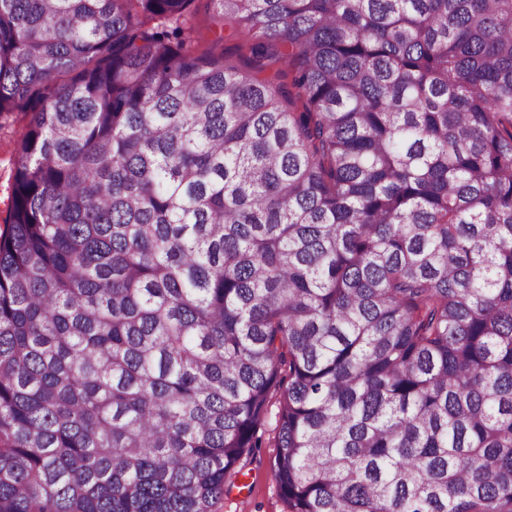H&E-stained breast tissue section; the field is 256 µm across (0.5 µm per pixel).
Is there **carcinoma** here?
Here are the masks:
<instances>
[{"instance_id":"cac0c4a2","label":"carcinoma","mask_w":512,"mask_h":512,"mask_svg":"<svg viewBox=\"0 0 512 512\" xmlns=\"http://www.w3.org/2000/svg\"><path fill=\"white\" fill-rule=\"evenodd\" d=\"M193 2L0 0V512H512V0ZM195 31L194 47L198 54L213 57H224L237 65L256 66L248 49H242L243 37L239 34V26L235 20L224 19L223 39H219L220 24L217 13L210 0H195L192 6ZM31 115L27 112L0 114V232L6 231V218L19 145ZM276 405L270 408L260 448L239 462L230 472L226 492L214 506L215 512H288L275 477L277 448L273 447ZM237 472V473H236Z\"/></svg>"}]
</instances>
